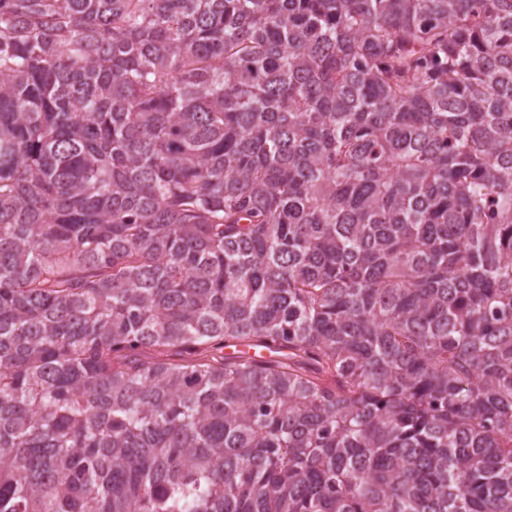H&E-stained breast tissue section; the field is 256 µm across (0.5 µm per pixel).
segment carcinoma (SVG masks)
<instances>
[{"instance_id": "cac0c4a2", "label": "carcinoma", "mask_w": 512, "mask_h": 512, "mask_svg": "<svg viewBox=\"0 0 512 512\" xmlns=\"http://www.w3.org/2000/svg\"><path fill=\"white\" fill-rule=\"evenodd\" d=\"M0 512H512V0H0Z\"/></svg>"}]
</instances>
